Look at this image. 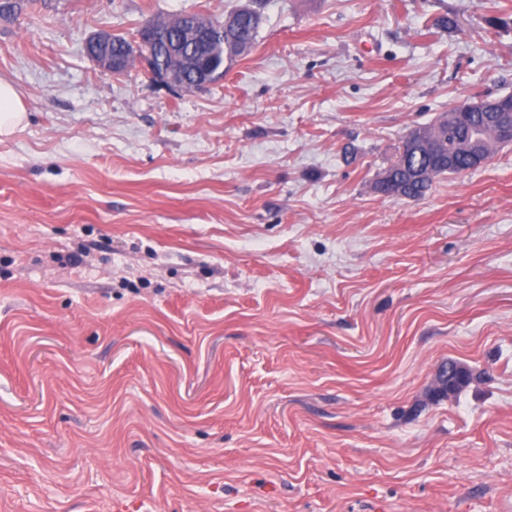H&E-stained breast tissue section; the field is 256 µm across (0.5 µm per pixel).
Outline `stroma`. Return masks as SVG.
<instances>
[{"instance_id": "obj_1", "label": "stroma", "mask_w": 512, "mask_h": 512, "mask_svg": "<svg viewBox=\"0 0 512 512\" xmlns=\"http://www.w3.org/2000/svg\"><path fill=\"white\" fill-rule=\"evenodd\" d=\"M15 2L0 512L512 507V145L375 187L409 127L512 94V0H265L203 91L85 42L246 0ZM115 37L116 35L111 32H99L93 34L87 42L92 48L89 50L88 56L101 71L112 73L117 66L122 65V60H114L112 54L104 49L112 43V38ZM99 47H102L103 50H99ZM471 378L472 370L467 366L459 364L440 365L435 370L433 392L439 395L448 385V388L443 393V395L448 396V392L452 394L468 386L470 384L468 380H471ZM449 381L464 382L448 384Z\"/></svg>"}]
</instances>
